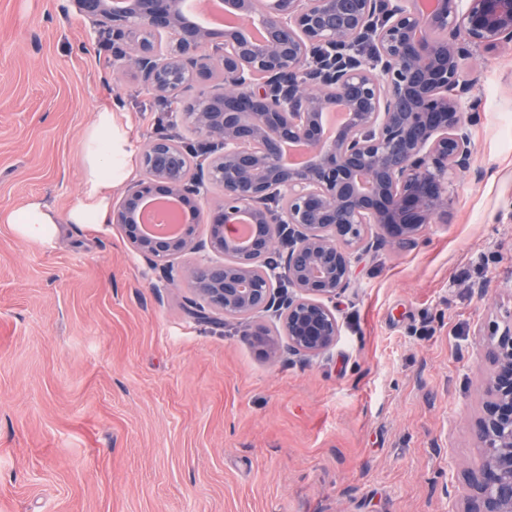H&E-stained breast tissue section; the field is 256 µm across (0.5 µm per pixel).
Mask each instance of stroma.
<instances>
[{
	"label": "stroma",
	"instance_id": "35a3bbf8",
	"mask_svg": "<svg viewBox=\"0 0 512 512\" xmlns=\"http://www.w3.org/2000/svg\"><path fill=\"white\" fill-rule=\"evenodd\" d=\"M64 3L0 0V213L70 209L100 107L157 134L155 96ZM466 74L481 118L453 206L364 252L316 357L193 316L118 225L38 245L0 223V512H459L484 334L512 311V49Z\"/></svg>",
	"mask_w": 512,
	"mask_h": 512
}]
</instances>
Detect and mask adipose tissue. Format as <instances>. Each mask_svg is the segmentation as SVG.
Masks as SVG:
<instances>
[{"instance_id":"obj_1","label":"adipose tissue","mask_w":512,"mask_h":512,"mask_svg":"<svg viewBox=\"0 0 512 512\" xmlns=\"http://www.w3.org/2000/svg\"><path fill=\"white\" fill-rule=\"evenodd\" d=\"M135 142L128 124L104 108L95 112L83 137L80 198L66 213H58L43 197L33 196L18 210L0 216L21 239L52 243L64 224L110 222L112 194L133 174Z\"/></svg>"}]
</instances>
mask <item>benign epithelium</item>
I'll list each match as a JSON object with an SVG mask.
<instances>
[{
	"label": "benign epithelium",
	"mask_w": 512,
	"mask_h": 512,
	"mask_svg": "<svg viewBox=\"0 0 512 512\" xmlns=\"http://www.w3.org/2000/svg\"><path fill=\"white\" fill-rule=\"evenodd\" d=\"M417 0H224L262 18L267 38L190 22L183 0H67L66 8L96 31L112 33V64L160 98L192 134L216 147L207 164L158 136L142 149L141 177L112 206L132 250L172 281L194 286L193 314L249 319L270 310L285 336L262 324L247 340L270 359L282 352L314 357L340 335L336 298L350 285L369 229L380 244L415 242L453 203L456 172L470 165V127L480 120L472 82L459 63L470 48L512 45V0H435L423 14ZM372 51L316 71L317 60ZM340 104L347 122L326 144L321 115ZM287 143L307 161L283 167ZM223 197L206 203L210 190ZM284 191V213L257 206ZM176 197V235L148 236L138 222L148 198ZM247 212L255 233L242 244L228 217ZM272 224L288 225V252L278 265L258 266L275 251ZM206 237H200V226ZM186 254V267L172 260ZM490 372L474 424L480 462L469 474L461 512H512V311L488 327Z\"/></svg>",
	"instance_id": "obj_1"
}]
</instances>
